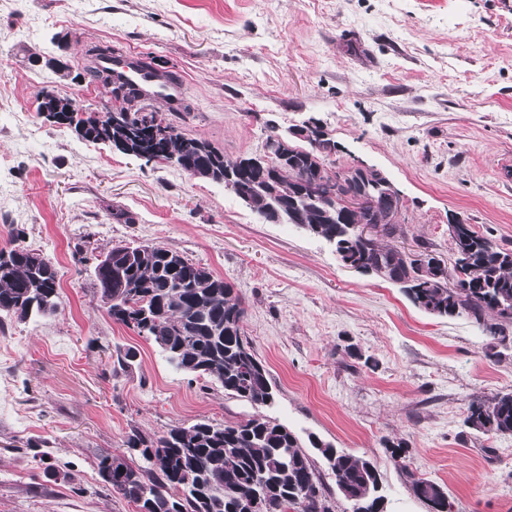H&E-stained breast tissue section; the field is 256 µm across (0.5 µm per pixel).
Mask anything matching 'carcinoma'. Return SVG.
I'll list each match as a JSON object with an SVG mask.
<instances>
[{
	"mask_svg": "<svg viewBox=\"0 0 512 512\" xmlns=\"http://www.w3.org/2000/svg\"><path fill=\"white\" fill-rule=\"evenodd\" d=\"M94 60L84 75L106 82L107 71L98 60L112 54L109 46L91 49ZM41 105L54 111L57 121L74 126L92 143L108 144L119 152L152 159L176 160L197 178L223 182L233 177V192L252 211L264 212L272 224H296L334 244L341 260L362 264L370 272L402 285L411 301L439 317L466 314L488 337L503 344L505 323L512 320V250L498 246L470 225L454 238L463 265L453 286L448 274L433 264L428 253L411 256L355 235L358 212H346L332 199L336 191L325 153L299 147L282 136L284 159L273 175L252 157L235 160L211 143L189 137L168 124L169 134L153 132V113L134 112L132 123L142 134L119 146L125 133L112 127L109 113L78 117L74 100L44 93ZM382 222L387 236L398 230L395 217L383 210L371 215ZM9 262L0 261V313L19 320L55 313L60 305L57 273L51 260L35 259L32 250L17 243L8 250ZM107 255L112 266L97 279L100 306L118 323L133 327L159 347L177 369L206 375L224 392L254 405L273 399L269 373L244 335L245 308L234 288L207 268L155 244L116 245ZM494 311L501 321L488 323ZM466 422L482 433L512 435V393L489 401L470 403ZM336 475L337 488L350 495L351 512H385L379 494V474L373 463L339 451L318 439L310 440ZM127 448L140 454L149 467L132 466L121 454L107 453L99 460V475L113 492L146 512H237L261 500L255 512H332L323 484L297 437L287 427L262 416L246 421L190 427L173 426L153 437L140 430L127 436ZM124 466L122 479L105 475L109 459ZM416 496L433 512H448V499L438 483L420 478L413 482Z\"/></svg>",
	"mask_w": 512,
	"mask_h": 512,
	"instance_id": "cac0c4a2",
	"label": "carcinoma"
}]
</instances>
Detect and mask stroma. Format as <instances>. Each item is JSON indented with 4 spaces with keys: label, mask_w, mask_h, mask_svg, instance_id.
I'll return each mask as SVG.
<instances>
[{
    "label": "stroma",
    "mask_w": 512,
    "mask_h": 512,
    "mask_svg": "<svg viewBox=\"0 0 512 512\" xmlns=\"http://www.w3.org/2000/svg\"><path fill=\"white\" fill-rule=\"evenodd\" d=\"M94 45L183 75L180 103L148 108L226 159L320 126L329 169L372 166L399 192L386 245L451 263L458 219L512 249V0H0V249L50 258L62 301L0 322V512H136L98 473L106 453L141 465L131 430L255 416L372 461L387 512H430L416 476L446 489L450 512H512V436L465 422L472 400L512 392V343L416 307L318 236L259 221L223 184L47 121L45 90L108 107L77 79ZM138 243L231 284L271 404L175 370L98 307L99 258Z\"/></svg>",
    "instance_id": "1"
}]
</instances>
